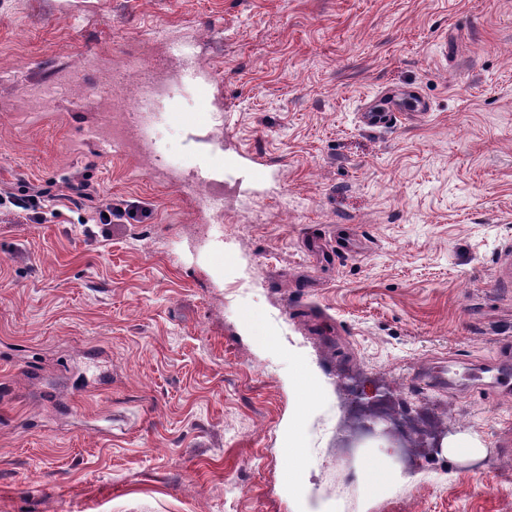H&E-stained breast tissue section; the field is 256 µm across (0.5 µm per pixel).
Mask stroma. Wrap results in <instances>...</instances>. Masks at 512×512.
<instances>
[{
  "mask_svg": "<svg viewBox=\"0 0 512 512\" xmlns=\"http://www.w3.org/2000/svg\"><path fill=\"white\" fill-rule=\"evenodd\" d=\"M147 41L162 75L191 45L225 154L270 164L223 214L177 122L151 163L93 137L102 66ZM76 174L143 215L0 210V512H296L300 412L307 484L343 512H512V0H0V187ZM376 390L486 456L389 446L406 478L369 499L348 415ZM303 418L302 416H293L288 420V446L290 448L300 449L297 451L292 459L295 461V466L292 468L293 474L290 477V487L294 489L296 479L306 474L307 469L310 467V458L307 457L305 448H302L303 440Z\"/></svg>",
  "mask_w": 512,
  "mask_h": 512,
  "instance_id": "35a3bbf8",
  "label": "stroma"
}]
</instances>
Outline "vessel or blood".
Returning <instances> with one entry per match:
<instances>
[{
	"mask_svg": "<svg viewBox=\"0 0 512 512\" xmlns=\"http://www.w3.org/2000/svg\"><path fill=\"white\" fill-rule=\"evenodd\" d=\"M172 52L182 61L175 82L169 87L168 97H175L183 87L192 86L200 94H207L213 80L212 74L203 73L194 64L190 50L182 44L174 45ZM157 97L141 95L133 112L126 115L128 138L144 142L152 138L153 128L160 117ZM176 118L184 126L188 138L200 157L198 167L189 175L188 182L198 190L207 207L215 212L224 210L223 188L226 184H256L266 177L263 161L253 160L248 169H241L236 160L225 157L224 145L212 131V115L208 112H180Z\"/></svg>",
	"mask_w": 512,
	"mask_h": 512,
	"instance_id": "1",
	"label": "vessel or blood"
}]
</instances>
